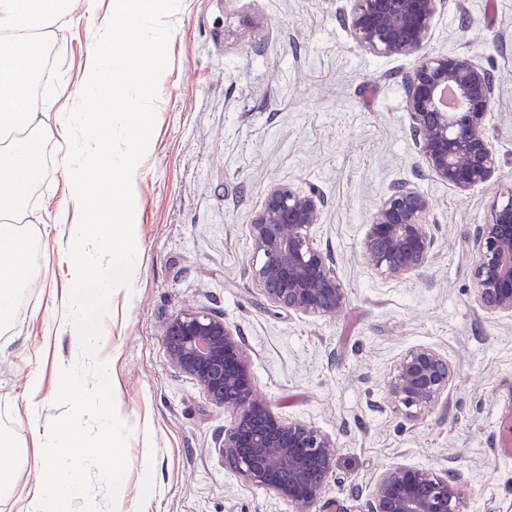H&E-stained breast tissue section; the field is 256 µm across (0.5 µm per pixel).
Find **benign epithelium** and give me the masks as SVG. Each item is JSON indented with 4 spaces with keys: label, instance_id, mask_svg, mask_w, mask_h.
<instances>
[{
    "label": "benign epithelium",
    "instance_id": "1",
    "mask_svg": "<svg viewBox=\"0 0 512 512\" xmlns=\"http://www.w3.org/2000/svg\"><path fill=\"white\" fill-rule=\"evenodd\" d=\"M439 0H350L349 30L363 50L413 56L405 80L411 129L428 172L458 189L490 181L497 159L486 134L495 99L493 76L473 61L425 52ZM451 87L455 105L442 106ZM323 201L289 186H274L249 225L255 259L250 276L278 307L331 316L346 300L328 255L314 245ZM429 198L408 185L394 186L374 213L363 241L365 256L381 274L402 278L427 263L433 240L425 219ZM472 276L482 307L512 317V190L490 205L476 236ZM170 365L191 377L208 399L231 410L220 450L224 463L245 482L288 500L295 512H312L336 475V440L299 421H284L256 396L250 356L242 337L221 316L181 312L163 326ZM448 360L429 347L406 352L396 365L388 395L407 414L437 404L448 391ZM464 474L397 467L380 475L367 512H460Z\"/></svg>",
    "mask_w": 512,
    "mask_h": 512
}]
</instances>
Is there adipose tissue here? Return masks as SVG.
Wrapping results in <instances>:
<instances>
[{
	"mask_svg": "<svg viewBox=\"0 0 512 512\" xmlns=\"http://www.w3.org/2000/svg\"><path fill=\"white\" fill-rule=\"evenodd\" d=\"M41 446L47 457L38 482L25 496L24 512H67L72 500L80 493V483L73 467L74 460L91 453L78 425H71L67 440L56 433L46 432Z\"/></svg>",
	"mask_w": 512,
	"mask_h": 512,
	"instance_id": "adipose-tissue-1",
	"label": "adipose tissue"
}]
</instances>
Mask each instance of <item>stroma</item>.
Listing matches in <instances>:
<instances>
[{
    "label": "stroma",
    "instance_id": "1",
    "mask_svg": "<svg viewBox=\"0 0 512 512\" xmlns=\"http://www.w3.org/2000/svg\"><path fill=\"white\" fill-rule=\"evenodd\" d=\"M349 10L348 0H180L168 19L155 128L131 183L139 266L102 323L116 410L132 430L122 512H293L225 466L228 412L171 367L162 326L185 310L237 329L253 387L278 416L335 438L336 476L319 512H365L376 478L397 466L458 468L463 512H512V460L496 453L499 403L512 401V318L487 313L472 277L475 230L493 197L512 188V0H439L426 45L496 81L486 132L498 173L468 191L432 177L418 151L404 99L414 58L359 48ZM84 13L77 0L74 19L52 36L62 101L81 82L96 33ZM47 151L29 206L37 267L0 332V434L17 450L0 455L11 473L0 512H21L43 464L23 408L38 398L46 425L63 414L58 372L72 358L67 329L46 331L71 289L69 227L55 221L68 192L65 144ZM401 182L429 198L434 245L421 272L392 279L374 270L362 242ZM277 184L324 202L312 237L347 292L334 316L272 306L250 277L248 226ZM418 346L447 358L451 381L441 402L411 417L386 389Z\"/></svg>",
    "mask_w": 512,
    "mask_h": 512
}]
</instances>
